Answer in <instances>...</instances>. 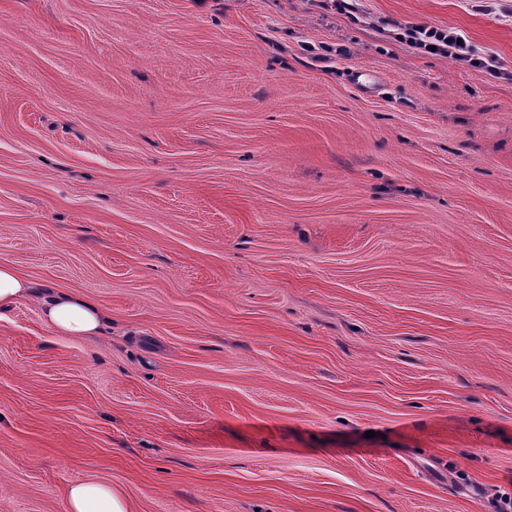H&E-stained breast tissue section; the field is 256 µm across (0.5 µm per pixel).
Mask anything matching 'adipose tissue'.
<instances>
[{
    "instance_id": "1",
    "label": "adipose tissue",
    "mask_w": 512,
    "mask_h": 512,
    "mask_svg": "<svg viewBox=\"0 0 512 512\" xmlns=\"http://www.w3.org/2000/svg\"><path fill=\"white\" fill-rule=\"evenodd\" d=\"M45 322L56 332L76 338L98 336L106 319L104 309L72 292L48 291L42 299ZM67 512H132L130 501L111 484L72 483L66 493Z\"/></svg>"
}]
</instances>
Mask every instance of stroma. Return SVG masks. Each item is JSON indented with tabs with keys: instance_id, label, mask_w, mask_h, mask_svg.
<instances>
[{
	"instance_id": "35a3bbf8",
	"label": "stroma",
	"mask_w": 512,
	"mask_h": 512,
	"mask_svg": "<svg viewBox=\"0 0 512 512\" xmlns=\"http://www.w3.org/2000/svg\"><path fill=\"white\" fill-rule=\"evenodd\" d=\"M0 262V512H497L512 0H0ZM404 31L407 42L413 46L423 49L433 55L448 57L452 62L478 69H487L490 73H496L494 61L489 56H481L475 46L467 37L451 28L441 29L423 24L399 25ZM460 39V44H457ZM436 47L435 51L428 49V46ZM32 285L9 263H0V312L32 295ZM41 302L45 322L65 336L93 338L106 320L104 309L81 294L51 290ZM66 500L68 512H134L131 502L119 490L100 481L72 483Z\"/></svg>"
}]
</instances>
